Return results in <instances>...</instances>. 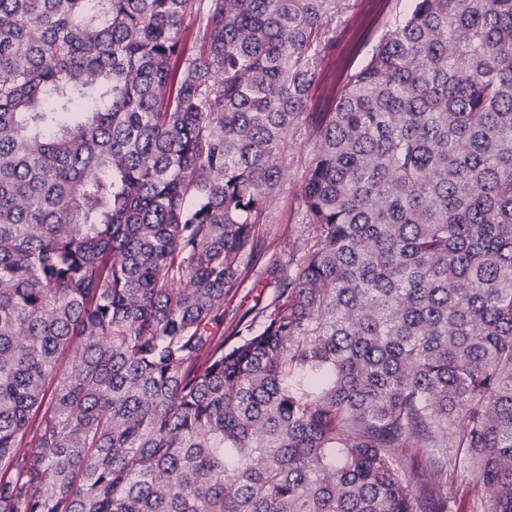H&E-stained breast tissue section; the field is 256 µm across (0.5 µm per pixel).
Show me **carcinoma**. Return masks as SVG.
I'll return each mask as SVG.
<instances>
[{
	"label": "carcinoma",
	"instance_id": "carcinoma-1",
	"mask_svg": "<svg viewBox=\"0 0 512 512\" xmlns=\"http://www.w3.org/2000/svg\"><path fill=\"white\" fill-rule=\"evenodd\" d=\"M348 7L0 0V512H512V0H413L309 112ZM293 151L285 161V176L281 194L273 213L272 224H262L258 235L255 256L250 261V272L236 293L224 301V340L230 344V336L237 320L257 307H263L274 298L275 288L270 284V271L288 262L289 253L301 231L298 224V194L301 174L307 166L312 145L305 135L294 137ZM251 311V312H250ZM450 493L457 500L464 502L467 512H480L481 492L473 482L454 483L450 486Z\"/></svg>",
	"mask_w": 512,
	"mask_h": 512
}]
</instances>
